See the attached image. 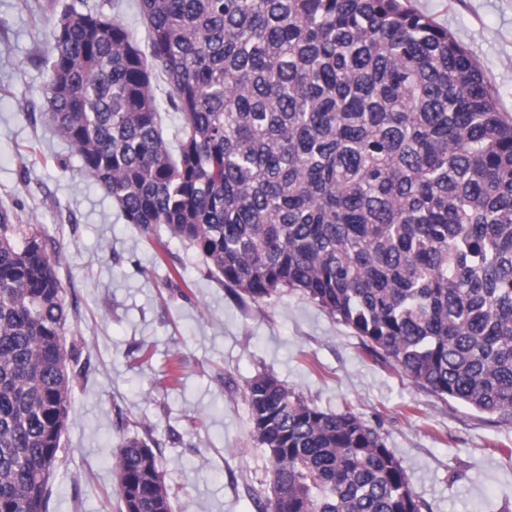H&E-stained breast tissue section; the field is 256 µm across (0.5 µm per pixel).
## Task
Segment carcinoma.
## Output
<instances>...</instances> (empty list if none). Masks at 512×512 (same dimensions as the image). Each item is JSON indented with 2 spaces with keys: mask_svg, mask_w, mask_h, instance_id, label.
<instances>
[{
  "mask_svg": "<svg viewBox=\"0 0 512 512\" xmlns=\"http://www.w3.org/2000/svg\"><path fill=\"white\" fill-rule=\"evenodd\" d=\"M49 26L43 96L129 224L190 242L241 298L297 290L416 385L512 425V117L481 67L402 0H139ZM172 91L160 104L154 73ZM180 114L177 153L161 113ZM67 311L37 225L0 207V512H48L71 407ZM276 497L259 512H421L356 414L270 375L245 390ZM122 512H171L144 439Z\"/></svg>",
  "mask_w": 512,
  "mask_h": 512,
  "instance_id": "cac0c4a2",
  "label": "carcinoma"
}]
</instances>
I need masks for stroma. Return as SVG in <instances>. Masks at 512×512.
I'll list each match as a JSON object with an SVG mask.
<instances>
[{
  "instance_id": "stroma-1",
  "label": "stroma",
  "mask_w": 512,
  "mask_h": 512,
  "mask_svg": "<svg viewBox=\"0 0 512 512\" xmlns=\"http://www.w3.org/2000/svg\"><path fill=\"white\" fill-rule=\"evenodd\" d=\"M408 4L470 52L512 114V0ZM72 8L110 14L148 44L138 0H0V207L56 252L78 368L48 512H119L113 453L132 438L151 442L172 512H256L271 463L244 392L262 374L377 428L424 512H512L511 426L418 387L301 292L239 299L188 242L127 223L82 172L42 93L47 22Z\"/></svg>"
}]
</instances>
